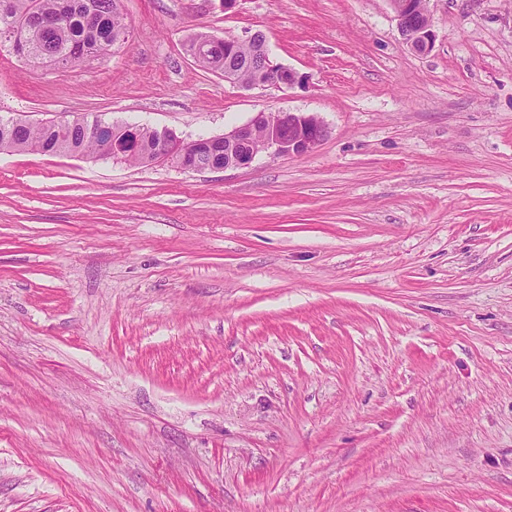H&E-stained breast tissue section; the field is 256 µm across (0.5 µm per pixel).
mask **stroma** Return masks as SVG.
I'll list each match as a JSON object with an SVG mask.
<instances>
[{
	"label": "stroma",
	"mask_w": 512,
	"mask_h": 512,
	"mask_svg": "<svg viewBox=\"0 0 512 512\" xmlns=\"http://www.w3.org/2000/svg\"><path fill=\"white\" fill-rule=\"evenodd\" d=\"M67 68L0 50V118L218 136L245 168L0 152V512H512V0H121ZM263 33L291 88L197 65ZM397 19L398 29L412 49L419 53L430 50L434 34L427 23L421 26L420 19L428 18L429 0H388Z\"/></svg>",
	"instance_id": "35a3bbf8"
}]
</instances>
